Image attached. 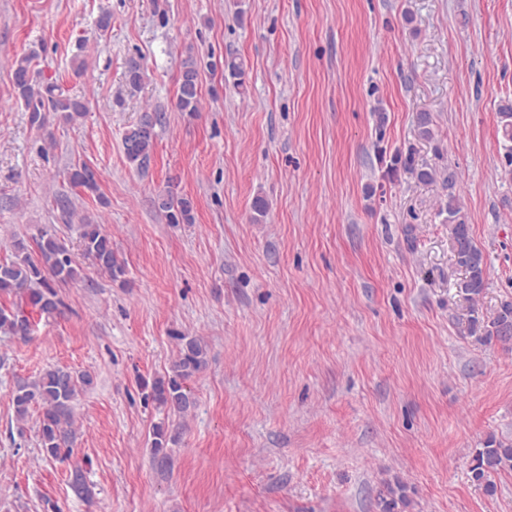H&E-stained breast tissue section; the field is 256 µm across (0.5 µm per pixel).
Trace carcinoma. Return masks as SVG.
<instances>
[{
  "mask_svg": "<svg viewBox=\"0 0 512 512\" xmlns=\"http://www.w3.org/2000/svg\"><path fill=\"white\" fill-rule=\"evenodd\" d=\"M144 71L139 60L130 58L126 62V85L138 88ZM13 79L18 99L30 112L31 123L46 125L47 113L53 112L58 119L73 123L85 116L83 103L56 91L53 86L41 87L30 75V60L15 61ZM176 107L181 112L200 111L198 71L193 58L182 63L177 79ZM501 135L504 141L505 165L512 172V101L499 106ZM161 122V114L145 111L138 121L124 133L123 147L127 161L136 168H145L150 162L156 137L155 127ZM70 183L88 192L98 190L95 171L82 165L70 173ZM454 182L448 180V205L446 222L456 240L454 257L456 264L465 272L460 284L466 299L474 301L485 288V261L482 252L474 244L470 225L461 214L453 192ZM159 208L166 212L172 224L192 221V206L189 199L168 191L159 198ZM81 245L84 255L109 277L116 279L124 274V268L112 248V236L100 224L81 225ZM36 254L22 239L13 243V258L0 262V293L17 297L10 308L0 307V333L26 339L36 325L35 318L62 314V302L56 286L80 278V267L76 264L68 246L56 234L42 230L35 238ZM483 330L484 335L499 341H512V300L500 303L495 315L486 324L476 317L470 320L469 332ZM180 350L170 371L155 378L151 383L150 398L167 414L181 416L195 405L187 382L202 371L207 364V351L200 341L192 336H180ZM94 385V377L88 372L77 373L63 367L46 369L36 378L20 379L12 390V404L16 421L26 422L32 412L39 413L38 442L45 458L63 460L71 453L75 440V406L79 395ZM152 459L162 465L170 458V446L178 443L179 433L156 425L152 431ZM501 471H512V445L490 441L476 450L471 465L470 479L486 493L495 491L492 477ZM69 484L75 495L87 502L95 498L92 485L85 471L78 466L70 472ZM405 501L404 488L387 490L381 498L382 512H394L397 502Z\"/></svg>",
  "mask_w": 512,
  "mask_h": 512,
  "instance_id": "carcinoma-1",
  "label": "carcinoma"
}]
</instances>
